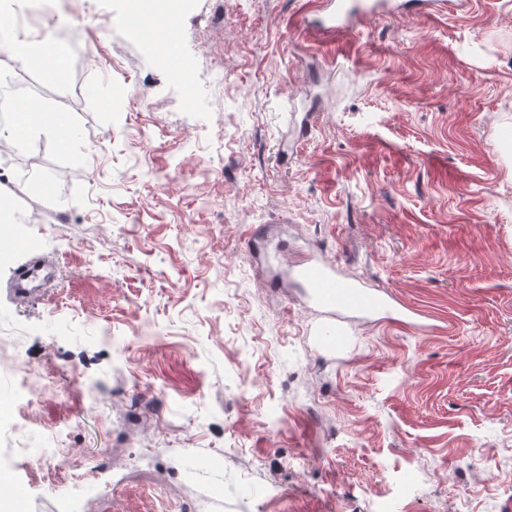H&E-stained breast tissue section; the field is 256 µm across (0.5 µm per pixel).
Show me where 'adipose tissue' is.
Wrapping results in <instances>:
<instances>
[{
	"instance_id": "ef3b65f1",
	"label": "adipose tissue",
	"mask_w": 512,
	"mask_h": 512,
	"mask_svg": "<svg viewBox=\"0 0 512 512\" xmlns=\"http://www.w3.org/2000/svg\"><path fill=\"white\" fill-rule=\"evenodd\" d=\"M0 48L21 64L37 60L46 67L50 66L56 53L51 38L37 39L15 30L11 31L6 41L0 42ZM0 111L9 112L11 116L13 144L16 148H23L27 133L38 128L49 129L55 139L63 143L71 142L75 137L63 113L49 110L37 101L4 97L0 99Z\"/></svg>"
}]
</instances>
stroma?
Listing matches in <instances>:
<instances>
[{
    "instance_id": "stroma-1",
    "label": "stroma",
    "mask_w": 512,
    "mask_h": 512,
    "mask_svg": "<svg viewBox=\"0 0 512 512\" xmlns=\"http://www.w3.org/2000/svg\"><path fill=\"white\" fill-rule=\"evenodd\" d=\"M446 2L329 36L315 0H186L181 80L128 0L23 13L56 73H0L76 130L29 135L0 181V468L28 512H506L512 0ZM32 238L57 277L17 301ZM277 242L423 327L329 343ZM137 391L158 418L129 420Z\"/></svg>"
}]
</instances>
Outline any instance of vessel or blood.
<instances>
[{
	"instance_id": "1",
	"label": "vessel or blood",
	"mask_w": 512,
	"mask_h": 512,
	"mask_svg": "<svg viewBox=\"0 0 512 512\" xmlns=\"http://www.w3.org/2000/svg\"><path fill=\"white\" fill-rule=\"evenodd\" d=\"M392 8L393 0H324L320 28L329 34L342 32L352 28L362 16L384 14ZM125 24L130 35L137 39L150 31H164L169 27L168 21L155 15L152 0H141L139 14L127 17ZM296 285L307 300L326 310L330 321L325 333L332 343L341 339L339 325L344 321L374 316L389 319L396 315L406 324L415 320L414 311L403 306L388 290L361 278L345 279L334 264L317 256L299 261Z\"/></svg>"
}]
</instances>
